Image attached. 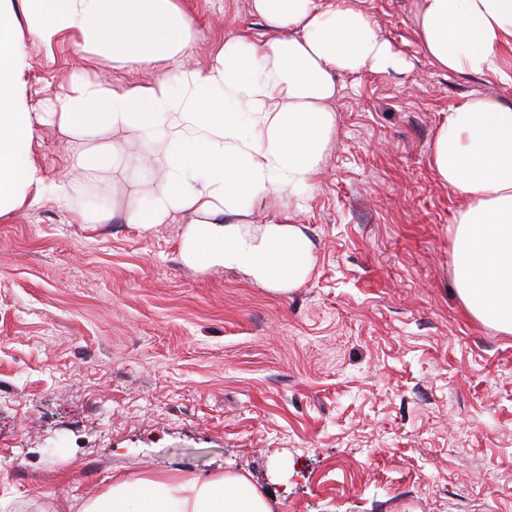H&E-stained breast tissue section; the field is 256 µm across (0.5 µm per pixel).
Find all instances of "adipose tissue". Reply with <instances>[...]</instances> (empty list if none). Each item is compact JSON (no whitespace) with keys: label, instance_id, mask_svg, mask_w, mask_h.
Masks as SVG:
<instances>
[{"label":"adipose tissue","instance_id":"1","mask_svg":"<svg viewBox=\"0 0 512 512\" xmlns=\"http://www.w3.org/2000/svg\"><path fill=\"white\" fill-rule=\"evenodd\" d=\"M262 39L229 36L206 67L191 52L194 18L182 0H0V222L45 195L70 203V181L47 183L34 150L38 130L57 126L75 144L72 167L105 198L127 158L111 136L146 137L147 178L131 181L126 221L142 229L191 213L180 238L191 267L228 268L268 289L301 286L312 246L290 216L257 232L241 221L269 197L302 200L336 132L339 74L403 69L368 15L341 0H252ZM424 54L449 73L505 82L512 0H412ZM78 39L81 52L133 69L164 72L116 85L72 72L57 112L33 111L23 76L26 41ZM429 162L463 201L452 265L472 317L512 334V106L472 96L437 126ZM85 512H271L246 478L169 477L122 482L105 506Z\"/></svg>","mask_w":512,"mask_h":512}]
</instances>
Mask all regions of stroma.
Returning a JSON list of instances; mask_svg holds the SVG:
<instances>
[{"instance_id":"obj_1","label":"stroma","mask_w":512,"mask_h":512,"mask_svg":"<svg viewBox=\"0 0 512 512\" xmlns=\"http://www.w3.org/2000/svg\"><path fill=\"white\" fill-rule=\"evenodd\" d=\"M411 66L339 75L336 134L301 203L269 198L259 228L292 210L313 245L300 287L273 291L179 256L190 214L145 230L44 197L0 223V512H83L122 481L248 478L272 512H512V334L468 315L452 271L459 200L429 146L470 96L512 104V84L448 73L422 51L410 0H350ZM194 58L258 37L250 0H185ZM25 91L57 110L74 68L116 84L152 79L27 42ZM72 145L38 131L48 179Z\"/></svg>"}]
</instances>
